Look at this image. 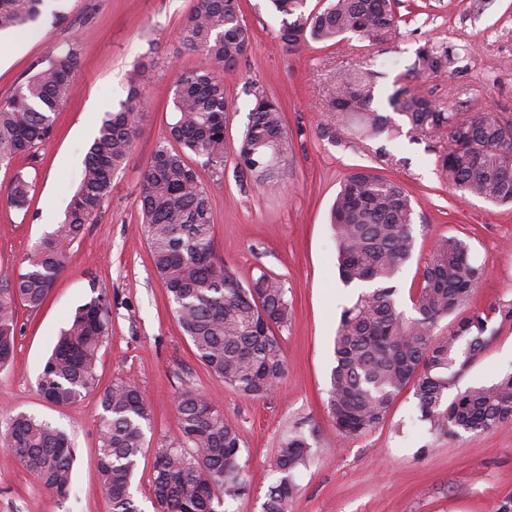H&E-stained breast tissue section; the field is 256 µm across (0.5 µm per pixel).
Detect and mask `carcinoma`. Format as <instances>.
Segmentation results:
<instances>
[{
  "label": "carcinoma",
  "instance_id": "carcinoma-1",
  "mask_svg": "<svg viewBox=\"0 0 512 512\" xmlns=\"http://www.w3.org/2000/svg\"><path fill=\"white\" fill-rule=\"evenodd\" d=\"M45 0H0V32L36 23ZM278 14L279 40L294 49L306 40L334 42L346 33L382 44L396 38L393 0H329L322 10L307 0H269ZM204 57L201 67L177 80L169 138L154 150L139 197L152 266L173 304V314L199 360L224 386L243 397L269 396L286 373L277 331L288 326L291 303L285 281L260 274L243 285L214 250L210 196L193 159L215 178L224 177L228 157L226 112L220 74L246 54L252 34L240 0H193L179 32ZM446 46L426 44L412 69L437 75L448 67ZM81 65L74 47L49 51L14 93L0 102V168L15 159L37 158L53 132ZM148 68L141 64L129 79L119 108L105 113L88 148L80 184L64 219L35 242L25 266L0 275V366L14 353L17 307L39 308L67 261L68 246L95 223L112 191V179L139 134L141 87ZM377 71L353 68L336 80L332 107L347 129L373 139L394 138L399 125L372 108ZM249 123L235 151L243 177L259 176L280 186L279 166L269 158L288 155V132L278 103L259 87L250 92ZM410 129L448 139L440 155L448 182L461 199L478 197L512 204V119L492 112H448L424 96L397 87L387 97ZM32 183L19 171L6 201L19 211L29 207ZM331 224L337 243L338 272L346 285L363 291L340 316L334 339L326 407L336 430L358 436L384 424L397 398L413 390L418 420L435 435L460 437L512 420V372L490 385L458 387L459 379L493 339L492 315L512 318V305L489 312L468 311L485 283L486 266L472 260L467 243L438 238L425 262L421 284L411 297L412 313L397 300L396 277L414 249V209L395 182L365 169L348 174L336 195ZM455 316L448 335L436 333ZM112 304L99 295L79 306L63 328L38 380V391L55 406H69L96 392L99 353L109 337ZM104 414L98 425L97 465L111 512H141L131 495L144 429L152 422L139 385L119 380L100 393ZM180 434L159 449L153 461L156 512H228L226 503L248 493L242 440L237 426L198 389L185 386L177 396ZM315 430L288 434L277 455L278 474L263 512H288L298 493L295 473L312 459ZM6 450L35 473L53 497L67 499L75 448L67 433L27 414L13 416Z\"/></svg>",
  "mask_w": 512,
  "mask_h": 512
}]
</instances>
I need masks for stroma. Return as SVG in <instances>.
Returning <instances> with one entry per match:
<instances>
[{"mask_svg":"<svg viewBox=\"0 0 512 512\" xmlns=\"http://www.w3.org/2000/svg\"><path fill=\"white\" fill-rule=\"evenodd\" d=\"M193 0H46L37 23L21 29L23 41L0 57V99L13 94L31 66L52 48L77 46L82 67L57 114L54 133L36 161L18 159L32 184L27 212L6 204L13 171L0 169V275L18 270L31 246L59 224L77 189L85 154L102 120L128 93V76L147 64L143 117L134 147L112 181L96 223L71 245L64 271L38 310L19 308L15 353L0 368V512H111L97 470V395L61 408L37 390L56 338L74 310L98 295L112 303L111 332L100 352L101 386L132 379L154 418L145 431L131 489L141 512H155L153 460L176 440V397L184 385L205 393L236 424L250 491L229 512H263L277 475L273 461L296 427L315 430L311 464L297 475L299 493L289 512H498L512 496V420L478 434L435 436L414 424L416 400L401 393L384 425L340 435L326 409L333 343L343 309L358 288L344 285L337 267L330 208L345 176L366 168L400 184L415 211V245L397 276L398 301L410 309L421 270L435 240L456 236L486 264L488 280L468 303L485 311L512 303V206L480 198L459 199L438 160L446 143L405 134L388 142L345 130L330 105L338 74L383 62L380 88L400 84L450 112H495L512 117V0H395L399 36L373 45L349 33L337 43L309 42L288 49L268 0H241L252 31L244 58L224 72L230 103L226 138L236 147L248 122V91L261 85L280 105L290 137L282 190L241 180L235 159L224 178L205 180L215 218L214 248L249 283L260 273L281 277L292 302V320L279 336L287 372L279 390L260 399L225 388L195 357L155 275L142 233L138 199L143 173L171 120L174 85L202 65L201 54L178 38ZM61 12L54 22L53 12ZM454 49L446 74L412 71L425 43ZM494 338L459 385L492 383L512 371V320H493ZM26 413L64 429L74 440L72 491L56 501L37 476L5 449L13 415Z\"/></svg>","mask_w":512,"mask_h":512,"instance_id":"1","label":"stroma"}]
</instances>
